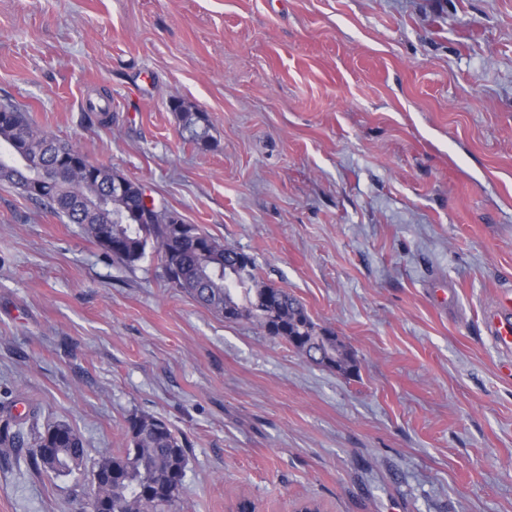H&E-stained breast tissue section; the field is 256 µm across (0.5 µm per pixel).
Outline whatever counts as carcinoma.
<instances>
[{"label": "carcinoma", "instance_id": "1", "mask_svg": "<svg viewBox=\"0 0 512 512\" xmlns=\"http://www.w3.org/2000/svg\"><path fill=\"white\" fill-rule=\"evenodd\" d=\"M179 113L185 141L209 147L211 124L204 112H193L180 101L171 102ZM24 151L6 163L0 160V182L28 193L38 166H52L62 151L77 157L84 170L56 184L39 203L60 219L76 224L81 233L97 243L112 261L126 268L136 266L153 250L163 263L168 282L188 293L219 315L234 309V321H247L266 335L286 341L308 361L350 376L357 364L345 345L329 330L319 327L302 303L287 290L262 281L257 273L238 288L229 283L222 267L224 255L253 258L232 248L192 224L183 237L159 212L150 224H127L112 220V214L139 205L138 184L127 181L125 196L112 198L108 181L111 169L90 163L74 144L56 141L39 129L27 112L17 106H0V154L17 147ZM24 419L14 417L0 425V457L25 452L29 467L39 473L69 476L84 469L88 448L82 434L66 422H55L21 444ZM127 446L106 449L92 463L97 496L112 503V512H182L188 451L183 437L165 421L148 413L127 419Z\"/></svg>", "mask_w": 512, "mask_h": 512}]
</instances>
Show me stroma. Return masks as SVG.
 Here are the masks:
<instances>
[{"label": "stroma", "instance_id": "1", "mask_svg": "<svg viewBox=\"0 0 512 512\" xmlns=\"http://www.w3.org/2000/svg\"><path fill=\"white\" fill-rule=\"evenodd\" d=\"M4 103L253 257L358 373L0 182V421L68 423L94 459L153 414L189 448L184 512H512V352L487 334L512 286V0H0ZM90 478L0 459V512H79ZM174 112H179L182 136L185 141L200 147H209L211 124L206 113L192 112L180 101L171 102Z\"/></svg>", "mask_w": 512, "mask_h": 512}]
</instances>
